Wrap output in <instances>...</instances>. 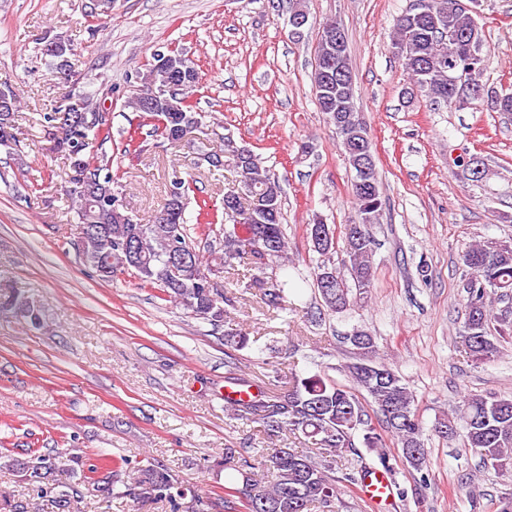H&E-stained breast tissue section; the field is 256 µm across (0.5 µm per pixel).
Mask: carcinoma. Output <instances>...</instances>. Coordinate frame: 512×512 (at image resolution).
<instances>
[{"label": "carcinoma", "instance_id": "1", "mask_svg": "<svg viewBox=\"0 0 512 512\" xmlns=\"http://www.w3.org/2000/svg\"><path fill=\"white\" fill-rule=\"evenodd\" d=\"M440 28L433 20L416 17L410 10L394 22L393 47L404 46L399 54L413 85L427 92L435 101L446 105L466 101L471 87L485 88L482 83L484 66L466 70L456 88L448 89V56L480 54L481 30L475 19L454 7V0H429ZM61 49L58 55L42 54L47 69L53 74L69 76L73 73L72 57L76 56L71 43L61 36L52 38ZM344 67L349 72L339 86L341 96L355 104V86L352 63L347 47H342ZM170 58L152 64L144 77L146 94H158L161 103L156 112H146L142 99L134 96L128 106L143 113L145 118L158 115L166 122L165 129L154 126L153 132L165 141L176 142L174 133L180 127H196L199 112L192 101L189 85L169 93L170 72L187 69L191 62L183 53L169 52ZM12 100V111L0 112V147L10 151L17 146L15 111L18 99L8 86L1 87ZM89 98L72 95L52 111L43 114V121L56 128L62 114L92 112ZM112 140V125L105 119L91 129H70L54 137L55 150L70 161L73 188L70 195L76 199V214L81 236V256L84 264L104 280H111L115 272L133 269L140 279L163 288L168 298L182 307L193 318L217 327L226 323L228 308L234 301L212 287L209 277L214 273H227L235 269L234 261H247L254 270L245 290L255 289L268 313L284 309L286 296L284 283L268 273L271 264L288 258V241L282 224L283 189L271 172L263 167L252 150L238 154L231 147V139L224 141V153L229 155L238 176L241 194L249 205L257 207L265 197L274 204L263 217V223H252L258 211H243L240 221L224 223V216L207 205L199 206L196 225L209 229L222 225L224 240L215 246L207 245L209 258L197 250L186 210L188 186L181 183L178 193L167 190L165 203L151 224H141L125 218L126 212L118 182L112 173V157L95 149L93 142L102 147ZM345 159L355 172L352 183L354 215L343 226L342 252L349 261L350 278L336 269V241L311 243L316 253L313 270L314 287L327 310L341 312L350 304L349 289L358 295L370 291L373 284V254L376 241L370 232L383 207L384 200L378 177H373V189L358 187V169L353 153L345 141H340ZM133 241L135 255L124 258L121 250L125 242ZM177 246L190 258V265L178 268L171 275L169 248ZM461 260L473 271L466 284L465 341L475 360L489 361L498 352L497 338L488 333L489 323L495 321L500 332H512V307L506 306L493 313L487 298L494 294L500 301L512 299V246L484 241L466 249ZM12 309L29 319L32 326L40 323L34 303L21 294L9 296ZM353 350L351 360L343 366L347 383H338L321 374L305 378L291 376L288 388L260 397L251 396L233 404V416L261 425L267 447L259 457L249 460L237 448L224 449V467L236 471L241 481L224 487V502L236 498L245 512H340L341 498L336 481L355 484L356 477L347 472L344 452L355 447L354 436L362 434L363 445L374 450L386 447L384 437L394 440L400 448L401 458L410 467L421 471L427 465L428 451L422 438V429L414 408V396L402 378L385 363L377 360L373 336L364 329L355 328L345 336ZM248 344L245 333L237 329L224 331V346L241 350ZM366 393L372 407L367 411L358 397ZM465 430V446L480 456L484 465L512 474V396L492 394L470 395L455 411V419L439 423L438 433L450 438L456 433L455 421ZM300 433L312 441L315 448L307 455L293 448H282L277 443L288 434ZM70 459L65 453L51 450H33L25 459L11 458L5 466L37 481L70 470ZM342 473L336 478V473ZM90 481L102 491L113 493L112 475H98V468L88 469L82 482ZM176 475L161 462L153 461L137 470L133 482L125 484L124 496L135 500L166 501L177 512L179 499L185 496ZM49 493L61 512H68L80 497L78 484L53 483Z\"/></svg>", "mask_w": 512, "mask_h": 512}]
</instances>
